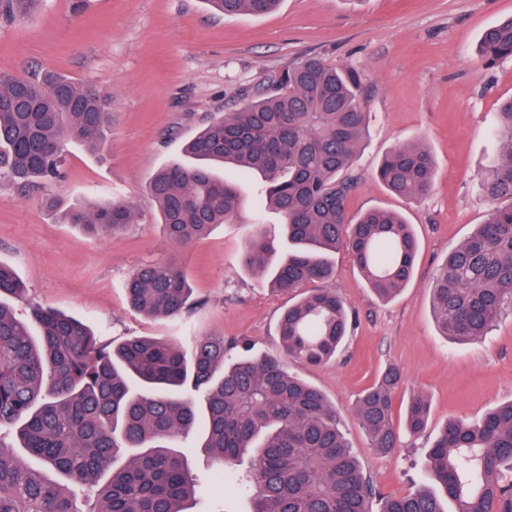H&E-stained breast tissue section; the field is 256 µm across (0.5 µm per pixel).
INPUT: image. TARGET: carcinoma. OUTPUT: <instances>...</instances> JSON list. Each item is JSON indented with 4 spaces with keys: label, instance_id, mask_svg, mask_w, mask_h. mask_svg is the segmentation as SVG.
<instances>
[{
    "label": "carcinoma",
    "instance_id": "carcinoma-1",
    "mask_svg": "<svg viewBox=\"0 0 512 512\" xmlns=\"http://www.w3.org/2000/svg\"><path fill=\"white\" fill-rule=\"evenodd\" d=\"M44 0H0V18L34 15ZM222 15L262 16L280 0H205ZM512 58V17L481 34L486 68ZM361 78L316 57L293 63L276 86L232 112L216 113L183 147L184 159L147 181L169 240L187 246L245 204L239 183L220 170L257 171L255 196L278 218L280 238L251 224L242 267L294 299L278 322L281 350L254 356L246 342L193 338L191 354L164 337H132L110 346L57 310L31 307L22 317L5 302L24 293L16 271L0 263V512H191L206 486L194 477L179 441L200 432L219 473L247 456L242 487L250 512H372L376 496L339 424L335 407L289 364L334 359L354 323L344 297L328 286L331 256L345 248L364 283L382 300L410 283L419 254L411 225L376 207L355 223L348 207L350 169L369 130ZM112 129L109 100L93 85L45 72L0 76V181L20 188L61 175L64 139L98 151ZM500 154L485 173L491 207L484 223L452 248L431 288L441 335L476 341L512 305V98L495 115ZM436 163L421 143L381 160L378 180L416 202L433 189ZM511 201L508 206L498 201ZM89 233L133 223L121 200H90L63 213ZM126 294L136 311L176 318L190 313V285L167 262L140 266ZM387 369L357 400L354 413L380 454L397 447ZM429 401L411 393L406 430L422 434ZM440 492L382 499L380 512H512V400L477 421L449 420L427 450Z\"/></svg>",
    "mask_w": 512,
    "mask_h": 512
}]
</instances>
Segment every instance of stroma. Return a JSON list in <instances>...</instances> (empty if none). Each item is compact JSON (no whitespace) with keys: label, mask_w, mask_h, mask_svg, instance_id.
Returning a JSON list of instances; mask_svg holds the SVG:
<instances>
[{"label":"stroma","mask_w":512,"mask_h":512,"mask_svg":"<svg viewBox=\"0 0 512 512\" xmlns=\"http://www.w3.org/2000/svg\"><path fill=\"white\" fill-rule=\"evenodd\" d=\"M512 16V0H282L277 11L218 16L203 0H45L25 19L0 21V75L53 70L112 97V134L88 152L66 145L65 176L53 185L18 188L0 182V262L24 283L10 299L19 314L41 305L76 317L105 343L131 336L167 337L189 350L190 337L247 339L258 353L280 351L277 325L286 301L239 262L244 227L275 215L245 205L237 223L217 226L188 249L164 234L146 192L156 170L181 155L203 119L238 108L289 64L316 56L362 77L370 135L352 167L357 188L349 215L372 207L402 212L420 242L414 276L395 299L367 288L348 255L333 258L331 282L356 322L336 359L292 365L335 406L364 474L376 492L403 496L427 485L426 451L448 418H481L512 399V311L479 341L441 336L430 288L451 248L484 223L490 203L483 173L498 155L492 125L512 97V58L483 67L481 32ZM418 141L437 161L430 195L408 203L376 177L382 157ZM61 207L94 197L125 201L135 221L118 236L85 235L41 204ZM182 267L192 288L188 318L147 317L126 300V280L145 263ZM397 368L394 421L412 391L430 401L425 437L402 434L398 448L377 455L354 414L360 394ZM200 512H250L238 483L217 480Z\"/></svg>","instance_id":"stroma-1"}]
</instances>
